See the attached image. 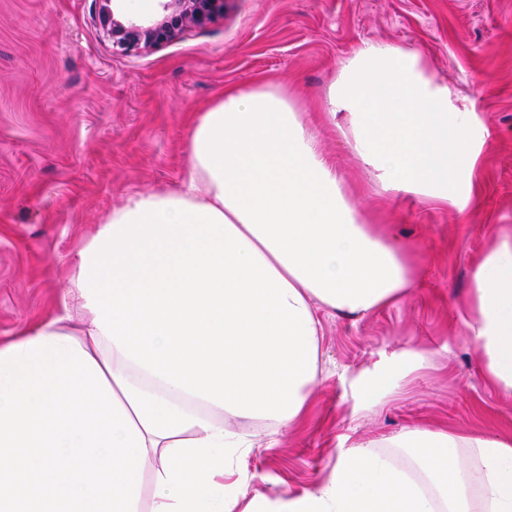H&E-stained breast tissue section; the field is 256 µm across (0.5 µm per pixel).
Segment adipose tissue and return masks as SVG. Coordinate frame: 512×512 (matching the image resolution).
I'll use <instances>...</instances> for the list:
<instances>
[{"label": "adipose tissue", "mask_w": 512, "mask_h": 512, "mask_svg": "<svg viewBox=\"0 0 512 512\" xmlns=\"http://www.w3.org/2000/svg\"><path fill=\"white\" fill-rule=\"evenodd\" d=\"M344 124H337L338 115ZM321 118L387 191L466 210L485 129L419 52L366 43ZM182 180L113 209L56 314L0 344V512H512V437L415 427L357 445L299 496L225 484L250 446L233 421L286 429L320 383L323 315L359 319L412 286L278 83L229 86L197 118ZM512 398V228L476 267L464 320ZM423 360L370 370L363 393Z\"/></svg>", "instance_id": "obj_1"}]
</instances>
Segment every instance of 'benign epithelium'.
Wrapping results in <instances>:
<instances>
[{
	"label": "benign epithelium",
	"mask_w": 512,
	"mask_h": 512,
	"mask_svg": "<svg viewBox=\"0 0 512 512\" xmlns=\"http://www.w3.org/2000/svg\"><path fill=\"white\" fill-rule=\"evenodd\" d=\"M161 12L134 19L104 0L97 12L103 35L112 50L123 54L152 51L177 40L185 31L203 28L224 13L229 0H161Z\"/></svg>",
	"instance_id": "benign-epithelium-1"
}]
</instances>
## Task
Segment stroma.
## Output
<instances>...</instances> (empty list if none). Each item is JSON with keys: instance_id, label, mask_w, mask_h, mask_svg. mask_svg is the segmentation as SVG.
Instances as JSON below:
<instances>
[{"instance_id": "obj_1", "label": "stroma", "mask_w": 512, "mask_h": 512, "mask_svg": "<svg viewBox=\"0 0 512 512\" xmlns=\"http://www.w3.org/2000/svg\"><path fill=\"white\" fill-rule=\"evenodd\" d=\"M94 0H0V344L53 316L84 243L133 192L176 186L199 112L230 85L286 84L314 119L340 65L366 42L422 54L458 107L488 130L465 212L382 190L338 131L324 151L375 228L415 272L400 303L351 321L323 317L325 374L304 421L248 423L234 475L250 496L291 497L332 473L339 452L415 427L512 436V398L478 368L463 324L474 268L512 225V0H230L175 43L113 52ZM408 350L422 367L377 400L358 378Z\"/></svg>"}]
</instances>
